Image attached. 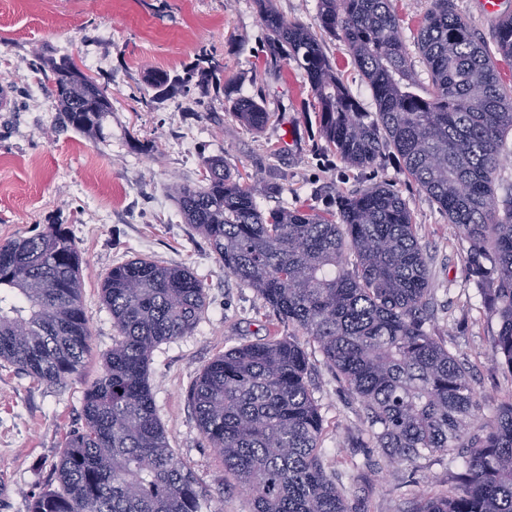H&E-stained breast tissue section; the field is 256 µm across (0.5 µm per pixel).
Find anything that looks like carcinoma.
<instances>
[{"label":"carcinoma","mask_w":512,"mask_h":512,"mask_svg":"<svg viewBox=\"0 0 512 512\" xmlns=\"http://www.w3.org/2000/svg\"><path fill=\"white\" fill-rule=\"evenodd\" d=\"M262 2L272 56L303 69L327 145L362 168L393 150L469 243L482 307L499 321L491 361L512 376V190L498 199L492 179L512 132V86L498 70L512 61V15L495 21L492 52L452 0H432L417 38L431 78L424 97L390 0H319L317 33ZM336 33L373 92L374 113L324 51V36ZM36 70L68 126L100 132L112 111L105 86L68 55L46 54ZM147 82L158 100L190 92L193 82L202 100L224 88V65L202 49L186 75L151 69ZM233 110L255 131L271 118L253 97L235 99ZM202 168L201 184L172 186L185 222L208 240L225 274L317 344L362 402L367 442L390 463L461 450V471L418 498L413 512H512V390L500 395L492 422L475 425L467 371L427 329L430 272L398 191L374 184L335 213L263 211L224 158H204ZM84 266L62 224L0 244V361L46 385L80 371L92 337ZM101 297L118 339L84 390L82 427L54 468L58 487L32 494L30 512H202L211 495L169 447L148 371L157 345L202 318L203 285L187 267L136 258L106 273ZM308 369L300 342L268 338L224 351L190 390L201 434L252 512H351L336 471L324 466Z\"/></svg>","instance_id":"1"}]
</instances>
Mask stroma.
Instances as JSON below:
<instances>
[{
    "instance_id": "obj_1",
    "label": "stroma",
    "mask_w": 512,
    "mask_h": 512,
    "mask_svg": "<svg viewBox=\"0 0 512 512\" xmlns=\"http://www.w3.org/2000/svg\"><path fill=\"white\" fill-rule=\"evenodd\" d=\"M418 93L431 85L417 48L431 0H393ZM224 64V89L156 102L148 70L185 74L200 48ZM324 50L363 109L375 111L342 37ZM51 53L71 55L107 85L112 111L99 138L63 126L47 88L32 99L33 63ZM267 32L257 0H0V89L11 98L0 109V243L29 236L47 224L70 229L86 261L82 305L92 354L77 374L56 385L0 365V512H30L32 489L55 486L53 468L70 431L80 427L81 398L103 371L116 332L100 288L114 266L135 258L188 267L201 280L207 308L194 331L159 344L149 365L156 413L169 445L214 494L212 512H250L247 495L225 486L224 465L199 431L188 393L201 370L225 350L293 329L263 298L224 273L207 240L185 223L169 190L202 178L201 160L223 157L249 174L261 209L288 202L318 212L338 210L342 197L389 183L405 200L433 283L429 325L469 369L479 419H492L512 376L488 359L497 318L479 308L470 282L467 244L447 216L401 171L394 153L377 165L344 163L322 137L316 101L296 62L269 68ZM261 102L272 120L245 128L232 102ZM285 194H277L276 186ZM309 384L323 418L324 463L334 469L356 512H411L414 501L447 486L457 471L445 456L387 464L366 446L365 413L315 343L304 341Z\"/></svg>"
}]
</instances>
